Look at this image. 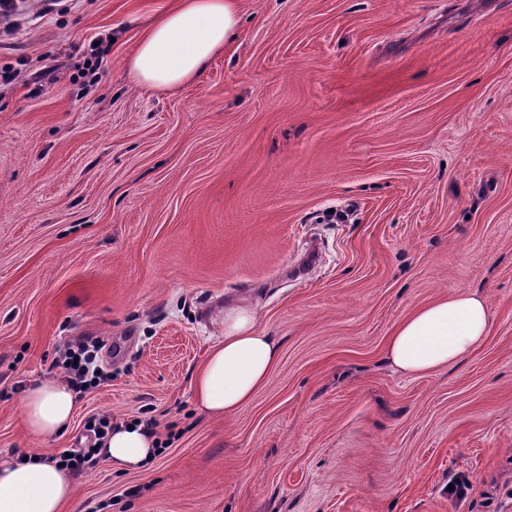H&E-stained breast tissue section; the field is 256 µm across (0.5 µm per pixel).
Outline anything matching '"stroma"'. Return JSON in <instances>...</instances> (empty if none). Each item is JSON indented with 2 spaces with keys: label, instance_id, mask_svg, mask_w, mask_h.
<instances>
[{
  "label": "stroma",
  "instance_id": "1",
  "mask_svg": "<svg viewBox=\"0 0 512 512\" xmlns=\"http://www.w3.org/2000/svg\"><path fill=\"white\" fill-rule=\"evenodd\" d=\"M174 2L0 15V451L84 447L99 413L174 434L75 476L64 512H512V0H240L200 75L137 85ZM470 288L492 329L466 362H386L407 314ZM230 302L282 355L214 421L192 379ZM78 336L112 379L31 437L22 391Z\"/></svg>",
  "mask_w": 512,
  "mask_h": 512
}]
</instances>
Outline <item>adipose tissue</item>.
Wrapping results in <instances>:
<instances>
[{
    "instance_id": "obj_1",
    "label": "adipose tissue",
    "mask_w": 512,
    "mask_h": 512,
    "mask_svg": "<svg viewBox=\"0 0 512 512\" xmlns=\"http://www.w3.org/2000/svg\"><path fill=\"white\" fill-rule=\"evenodd\" d=\"M238 0H179L141 36L129 60L142 86L176 90L195 78L235 35ZM260 315L248 305L224 309V335L194 375L192 390L204 415L221 419L238 411L267 382L281 357L279 341L259 329ZM491 333L485 294L470 289L440 297L408 314L385 347V359L409 375H425L464 362ZM67 383L46 379L23 396L20 421L32 436L64 434L77 408ZM158 438L138 422L113 426L100 455L125 469H140L159 455ZM73 477L57 462L21 461L0 455V512H62L72 497Z\"/></svg>"
}]
</instances>
